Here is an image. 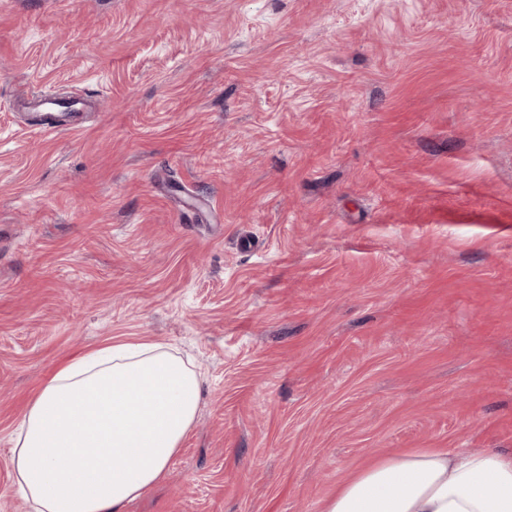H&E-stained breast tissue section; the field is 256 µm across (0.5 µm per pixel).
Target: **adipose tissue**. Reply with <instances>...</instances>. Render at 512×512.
Listing matches in <instances>:
<instances>
[{
	"instance_id": "adipose-tissue-1",
	"label": "adipose tissue",
	"mask_w": 512,
	"mask_h": 512,
	"mask_svg": "<svg viewBox=\"0 0 512 512\" xmlns=\"http://www.w3.org/2000/svg\"><path fill=\"white\" fill-rule=\"evenodd\" d=\"M202 379L159 341L84 352L40 386L12 435L31 512H125L162 480ZM323 512H512V454L419 449L359 470Z\"/></svg>"
}]
</instances>
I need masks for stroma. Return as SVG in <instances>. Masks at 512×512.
Here are the masks:
<instances>
[{
    "label": "stroma",
    "mask_w": 512,
    "mask_h": 512,
    "mask_svg": "<svg viewBox=\"0 0 512 512\" xmlns=\"http://www.w3.org/2000/svg\"><path fill=\"white\" fill-rule=\"evenodd\" d=\"M37 88L80 127L24 132ZM152 340L201 403L126 512L512 453V0H0V512L41 381Z\"/></svg>",
    "instance_id": "obj_1"
}]
</instances>
